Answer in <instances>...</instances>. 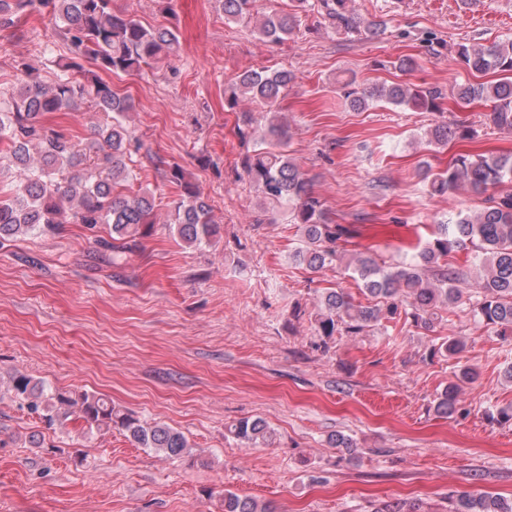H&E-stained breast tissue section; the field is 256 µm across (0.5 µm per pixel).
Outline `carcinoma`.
<instances>
[{"label": "carcinoma", "mask_w": 512, "mask_h": 512, "mask_svg": "<svg viewBox=\"0 0 512 512\" xmlns=\"http://www.w3.org/2000/svg\"><path fill=\"white\" fill-rule=\"evenodd\" d=\"M225 17L255 23L262 37L280 43L295 29L299 15L269 11L256 20L251 14L252 0H217ZM330 23L346 33L360 30L375 34L381 24L352 16V0H320ZM36 17L48 20L61 33L71 57L52 86L45 85L36 68L27 63L14 66V83L8 97H0V141L8 142L7 161L13 170L9 187L0 185V242L25 237L35 232L49 234L61 224H83L92 230L99 224L112 227V242L148 234L155 224L154 196L148 191L132 195L116 192V187L133 179L126 163L130 135L121 117L132 110L133 102L100 77L130 75L145 66L171 63L177 56L179 39L171 26H148L112 10V0H0V31L15 37L19 24ZM458 57L465 68L478 74L500 73L496 82L463 83L458 86L456 103L465 107L475 100L490 107L489 117L497 129L512 133V41L484 45H460ZM97 68L90 80L76 78L82 62ZM296 76L288 70H247L238 75L226 98L229 108L240 99L258 102L265 112V136L271 147L248 156L244 172L262 198L269 203L286 202L291 207V222L300 232V244L293 258L313 270L346 263L362 283L368 304H355L343 291L331 290L322 297L316 316L322 336L340 332L358 335L365 330L390 323L406 315L417 325L431 327L443 320L441 312L462 303L464 289L460 277L448 262L458 248L471 245L477 252L482 273L476 295L468 298L473 319L494 329L500 340L512 343V190L491 197L476 214H458L452 224H443L435 238L418 251L415 261L388 268L370 256L345 260L337 241L347 233L341 224H330L320 199L310 187V179L284 147L288 125L277 110L278 101L294 84ZM345 103L354 111L367 109L373 102L418 110H439L444 99L438 86L417 87L392 82L375 87H360L351 80L344 84ZM110 120L96 130V138L84 145L67 135L47 128L43 117L50 112H70L82 103ZM468 130L435 127L428 143L443 145L454 135ZM430 191L443 195L459 187L484 193L512 184V154H461L438 172L428 168ZM170 178L181 187L174 201L172 229L189 246L211 244L221 237V226L212 217L211 205L200 189L186 180L177 167ZM11 391L26 403L29 413L50 428L60 429L81 421L88 432H109L118 425L141 448L168 458H179L190 450L183 433L160 423H144L112 406L101 396L75 391H52L30 376L12 377ZM457 387L448 386L437 404V411L448 417L456 413ZM231 432L244 445L255 447L271 440L264 420L244 418ZM224 512H271L250 497L224 493ZM449 512H512V501L491 494L460 495Z\"/></svg>", "instance_id": "carcinoma-1"}]
</instances>
